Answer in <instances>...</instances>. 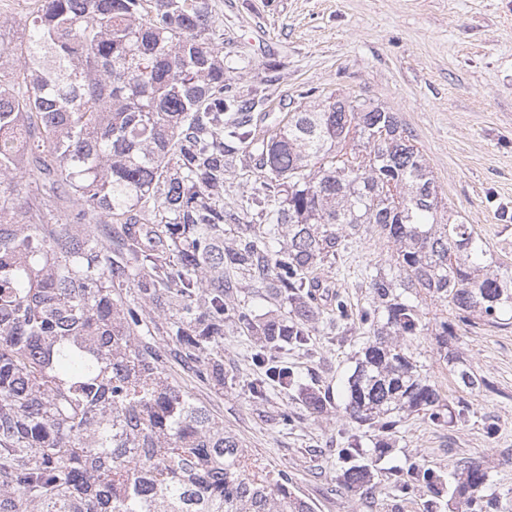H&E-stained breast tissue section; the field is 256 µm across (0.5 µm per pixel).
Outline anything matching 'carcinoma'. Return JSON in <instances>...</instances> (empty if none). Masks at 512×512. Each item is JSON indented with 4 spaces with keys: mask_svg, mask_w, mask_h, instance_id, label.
Returning <instances> with one entry per match:
<instances>
[{
    "mask_svg": "<svg viewBox=\"0 0 512 512\" xmlns=\"http://www.w3.org/2000/svg\"><path fill=\"white\" fill-rule=\"evenodd\" d=\"M253 108L224 83L210 0H34L0 20V512H314L170 380L174 357L224 386L228 323L262 369L251 398L297 392L315 416L331 396L281 352L308 353L320 325L365 330L344 412L377 430L376 463L401 415L451 427L470 412L417 370L418 297L452 306L434 326L458 385L492 388L460 367L454 327L502 324L512 264L447 216L397 114L331 94L260 126ZM242 160L259 187L227 209ZM368 227L391 250L363 274L370 302L322 298L320 272ZM243 288L283 313L237 301ZM337 454L342 487L371 494L360 441ZM394 476L436 512L439 475ZM488 487L464 462L448 512H493Z\"/></svg>",
    "mask_w": 512,
    "mask_h": 512,
    "instance_id": "cac0c4a2",
    "label": "carcinoma"
}]
</instances>
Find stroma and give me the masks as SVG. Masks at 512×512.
I'll return each mask as SVG.
<instances>
[{
    "label": "stroma",
    "instance_id": "35a3bbf8",
    "mask_svg": "<svg viewBox=\"0 0 512 512\" xmlns=\"http://www.w3.org/2000/svg\"><path fill=\"white\" fill-rule=\"evenodd\" d=\"M224 35V77L256 116L340 92L398 113L413 134L456 219L473 225L494 255L512 259V0H211ZM389 250L375 232L353 242L336 271L322 277L352 304L367 300L361 274ZM426 330L409 349L430 382L455 394L431 326L446 304L420 298ZM365 340L360 333L317 334L310 354H293L334 403L329 413L282 425L284 410L302 413L298 397L271 393L248 398L256 374L250 342L234 325L224 328V385L197 380L178 364L172 381L206 405L235 433L258 465L287 474L315 512H423L420 498L394 499L393 470L417 460L443 477L460 462L479 461L500 495L498 512H512V324H460L454 348L464 364L487 377L492 391L468 394L465 422L440 427L410 415L381 463L376 490L364 499L340 486L336 448L359 435L372 446L373 430L344 414L342 385ZM499 430L486 432V418Z\"/></svg>",
    "mask_w": 512,
    "mask_h": 512
}]
</instances>
